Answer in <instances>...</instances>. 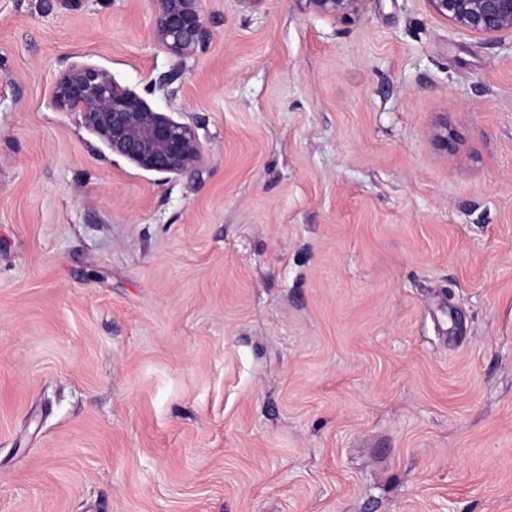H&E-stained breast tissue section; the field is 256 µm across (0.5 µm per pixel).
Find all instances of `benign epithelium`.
I'll list each match as a JSON object with an SVG mask.
<instances>
[{"label":"benign epithelium","mask_w":512,"mask_h":512,"mask_svg":"<svg viewBox=\"0 0 512 512\" xmlns=\"http://www.w3.org/2000/svg\"><path fill=\"white\" fill-rule=\"evenodd\" d=\"M154 41L174 59L172 68L153 81L167 95L180 79L187 59L210 38L202 0H151ZM321 17L348 19L360 13L364 0H295ZM434 14L465 32L483 38L512 34V0H428ZM53 107L74 114L97 134L112 153L137 167L192 178L203 162L195 129L154 110L134 90L121 86L112 72L73 63L56 81Z\"/></svg>","instance_id":"7a95c632"}]
</instances>
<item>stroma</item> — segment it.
Segmentation results:
<instances>
[{
    "mask_svg": "<svg viewBox=\"0 0 512 512\" xmlns=\"http://www.w3.org/2000/svg\"><path fill=\"white\" fill-rule=\"evenodd\" d=\"M203 8L169 97L150 0H0V512H512V35ZM73 62L199 173L57 111ZM52 104L57 111L75 114L112 154L143 170L192 178L202 165L195 129L154 110L107 69L70 64L56 81Z\"/></svg>",
    "mask_w": 512,
    "mask_h": 512,
    "instance_id": "35a3bbf8",
    "label": "stroma"
}]
</instances>
